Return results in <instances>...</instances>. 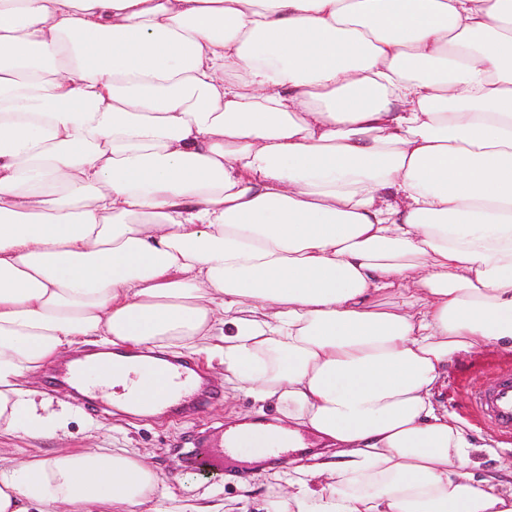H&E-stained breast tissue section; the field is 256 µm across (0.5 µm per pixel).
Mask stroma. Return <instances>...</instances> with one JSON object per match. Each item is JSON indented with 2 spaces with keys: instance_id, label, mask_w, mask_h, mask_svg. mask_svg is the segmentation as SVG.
I'll list each match as a JSON object with an SVG mask.
<instances>
[{
  "instance_id": "35a3bbf8",
  "label": "stroma",
  "mask_w": 512,
  "mask_h": 512,
  "mask_svg": "<svg viewBox=\"0 0 512 512\" xmlns=\"http://www.w3.org/2000/svg\"><path fill=\"white\" fill-rule=\"evenodd\" d=\"M92 345H76L48 363L38 373L28 375V387L46 394L53 401L71 406L74 415L65 435L54 440H31L21 435L0 438V456L15 462L33 455H47L64 448L81 451L100 448L125 449L142 454L157 471L159 489L171 505L201 500L224 505L227 512H253L255 506L285 493L287 486L269 476H251L248 484L238 478H215L189 466L188 457L200 441L215 438L224 429L242 422H275L278 409L260 403L250 394L225 382L224 367L204 362L208 387L217 389L202 411L173 406L174 420L163 421L152 415L123 411L111 391L102 398L85 396L57 379L67 361L95 353ZM512 363V354L489 348H476L459 354L435 394L437 406L447 408L466 425L475 447L470 451V472L478 478L512 468V440H505L486 429L470 402L473 388L486 381L497 369Z\"/></svg>"
}]
</instances>
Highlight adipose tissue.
Segmentation results:
<instances>
[{
	"mask_svg": "<svg viewBox=\"0 0 512 512\" xmlns=\"http://www.w3.org/2000/svg\"><path fill=\"white\" fill-rule=\"evenodd\" d=\"M394 297L389 306L377 296ZM151 412L174 350L312 432L264 512H512L433 396L512 352V0H0V436L65 349ZM127 450L0 461V512H163Z\"/></svg>",
	"mask_w": 512,
	"mask_h": 512,
	"instance_id": "obj_1",
	"label": "adipose tissue"
}]
</instances>
